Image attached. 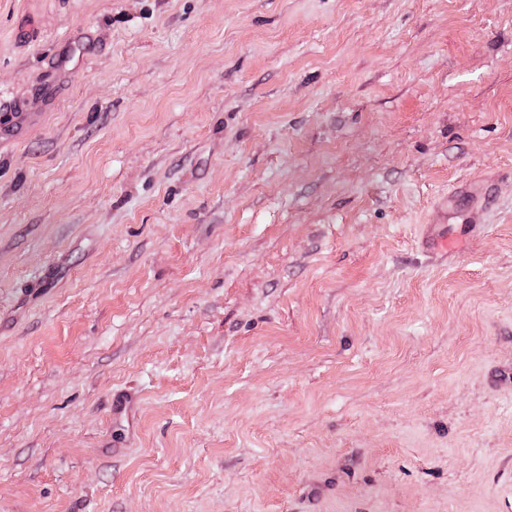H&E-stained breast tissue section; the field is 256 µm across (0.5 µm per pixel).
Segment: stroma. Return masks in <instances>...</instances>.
Listing matches in <instances>:
<instances>
[{
    "instance_id": "obj_1",
    "label": "stroma",
    "mask_w": 512,
    "mask_h": 512,
    "mask_svg": "<svg viewBox=\"0 0 512 512\" xmlns=\"http://www.w3.org/2000/svg\"><path fill=\"white\" fill-rule=\"evenodd\" d=\"M504 373L512 0H0V512H512Z\"/></svg>"
}]
</instances>
